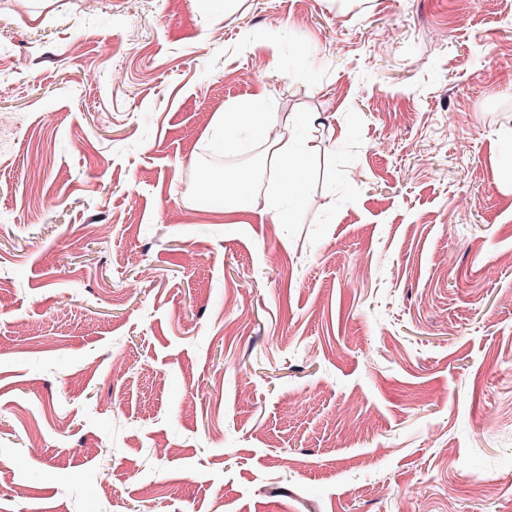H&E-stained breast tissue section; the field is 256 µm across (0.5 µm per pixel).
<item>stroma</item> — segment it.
<instances>
[{
    "label": "stroma",
    "instance_id": "obj_1",
    "mask_svg": "<svg viewBox=\"0 0 512 512\" xmlns=\"http://www.w3.org/2000/svg\"><path fill=\"white\" fill-rule=\"evenodd\" d=\"M506 58L512 0H0V512H512ZM260 91L305 188L230 224ZM281 123L278 112L257 110L251 102L233 105L218 118V126L224 132V151L237 141L241 131H253L266 143V162L273 173L278 171L288 179L281 182V196L266 198L264 207L275 224H284L285 203L297 200L301 195L304 170L301 166V145L292 131L271 141L267 132Z\"/></svg>",
    "mask_w": 512,
    "mask_h": 512
}]
</instances>
